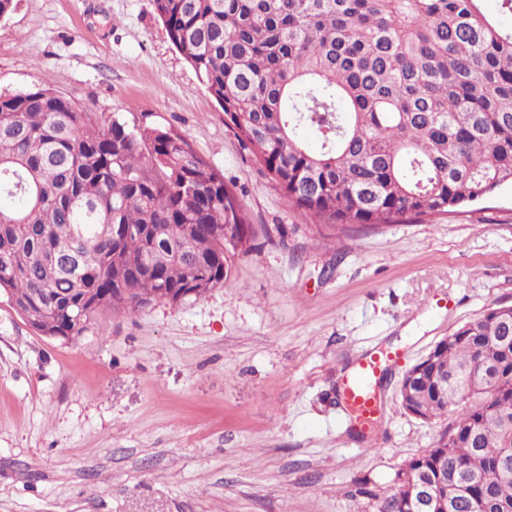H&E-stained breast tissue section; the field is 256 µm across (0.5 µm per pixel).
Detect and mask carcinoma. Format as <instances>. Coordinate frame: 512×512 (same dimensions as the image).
<instances>
[{"label":"carcinoma","mask_w":512,"mask_h":512,"mask_svg":"<svg viewBox=\"0 0 512 512\" xmlns=\"http://www.w3.org/2000/svg\"><path fill=\"white\" fill-rule=\"evenodd\" d=\"M482 0H154L224 123L285 201L330 231L454 212L512 184V29ZM321 136L308 147L299 130ZM0 292L43 336L224 285L255 240L180 134L101 123L37 86L0 93ZM512 307L410 369L402 408L450 418L409 461L448 469L455 512H512ZM488 371L493 379L474 376Z\"/></svg>","instance_id":"cac0c4a2"}]
</instances>
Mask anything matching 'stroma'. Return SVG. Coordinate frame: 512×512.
<instances>
[{"label": "stroma", "mask_w": 512, "mask_h": 512, "mask_svg": "<svg viewBox=\"0 0 512 512\" xmlns=\"http://www.w3.org/2000/svg\"><path fill=\"white\" fill-rule=\"evenodd\" d=\"M43 85L184 136L256 231L204 298L98 316L65 342L0 295V512H377L446 419L401 409L436 342L512 305V186L431 221L329 233L288 207L153 0H14L0 93ZM400 351L371 431L342 393Z\"/></svg>", "instance_id": "stroma-1"}]
</instances>
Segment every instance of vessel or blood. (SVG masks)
<instances>
[{
  "mask_svg": "<svg viewBox=\"0 0 512 512\" xmlns=\"http://www.w3.org/2000/svg\"><path fill=\"white\" fill-rule=\"evenodd\" d=\"M397 359V353L384 350L366 354L356 359L354 373L344 395L361 424L372 425L375 416L379 413V400L372 393L371 386L373 382L380 380L384 371Z\"/></svg>",
  "mask_w": 512,
  "mask_h": 512,
  "instance_id": "b4317fda",
  "label": "vessel or blood"
}]
</instances>
